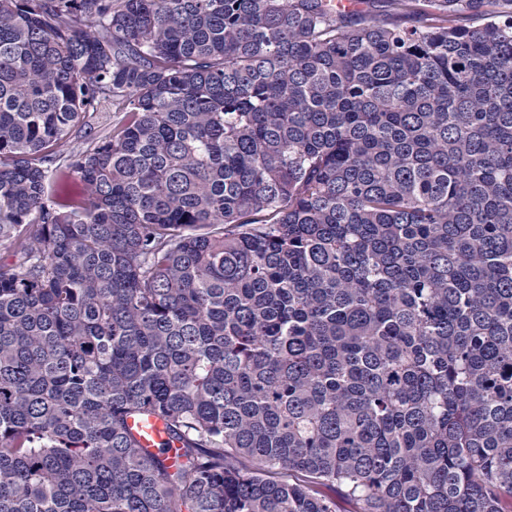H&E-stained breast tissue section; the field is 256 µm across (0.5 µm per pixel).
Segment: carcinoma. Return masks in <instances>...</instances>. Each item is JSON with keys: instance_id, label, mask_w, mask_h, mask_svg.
I'll use <instances>...</instances> for the list:
<instances>
[{"instance_id": "carcinoma-1", "label": "carcinoma", "mask_w": 512, "mask_h": 512, "mask_svg": "<svg viewBox=\"0 0 512 512\" xmlns=\"http://www.w3.org/2000/svg\"><path fill=\"white\" fill-rule=\"evenodd\" d=\"M341 500L512 512V0H0V512ZM127 427L139 440L142 448H148L155 454L162 451L167 463L176 462L175 448L178 445L169 439L161 420L150 414L132 417L128 419Z\"/></svg>"}]
</instances>
